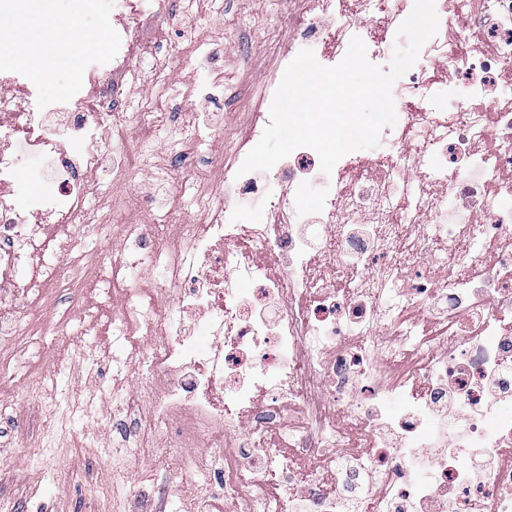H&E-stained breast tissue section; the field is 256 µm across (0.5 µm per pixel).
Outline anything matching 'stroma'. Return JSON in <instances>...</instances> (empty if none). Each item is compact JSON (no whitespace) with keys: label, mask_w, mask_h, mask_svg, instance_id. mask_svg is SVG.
Returning <instances> with one entry per match:
<instances>
[{"label":"stroma","mask_w":512,"mask_h":512,"mask_svg":"<svg viewBox=\"0 0 512 512\" xmlns=\"http://www.w3.org/2000/svg\"><path fill=\"white\" fill-rule=\"evenodd\" d=\"M292 0H192L186 11L163 15L157 0H138V26L144 41L167 49V92L154 84L151 58L135 59L133 75L125 76L131 92L123 99V121L130 136L140 134L138 110L143 97L165 96L181 114L177 121L156 117L149 143L135 160L121 189L122 203L111 221L110 236L90 230L85 249L98 259L91 275L89 308L94 317L80 322V305L64 297L45 312L48 320L74 317V335H46L16 357L20 371L38 368L49 374L48 390L28 386L5 388L15 420L7 448L0 449V512H127L122 491L113 487V468L126 483H143L146 512H194L196 494L208 493L205 481H192L180 468L182 448L171 446L172 426L152 428L147 448L124 456L117 448L118 431L111 400L92 398L99 387L132 393L147 407L144 389L116 357L123 351L112 331V259L124 250L123 221L150 223L157 242H164L167 224H189L197 210L184 185L215 187L210 156H233L250 150L245 118L257 109L256 85L270 83L277 54L287 51ZM51 9L72 18L78 41L108 30L116 0H53ZM65 64L41 76L35 86L40 98H64L75 81L83 53L64 46ZM221 85L238 91L235 110L221 109L209 88ZM192 127L186 148L203 159L194 170L176 167L172 144L181 126Z\"/></svg>","instance_id":"35a3bbf8"}]
</instances>
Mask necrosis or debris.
I'll return each instance as SVG.
<instances>
[{
    "instance_id": "1",
    "label": "necrosis or debris",
    "mask_w": 512,
    "mask_h": 512,
    "mask_svg": "<svg viewBox=\"0 0 512 512\" xmlns=\"http://www.w3.org/2000/svg\"><path fill=\"white\" fill-rule=\"evenodd\" d=\"M136 2L118 0L112 26L106 65L121 74L134 56L157 54L139 38ZM316 2L318 12L300 8L288 26L299 48L332 66L355 36L381 63L414 0ZM436 11V35L392 89L402 112L381 134L390 153L341 159L316 209L305 189L322 172L302 147L273 168L288 195L265 223L235 221V200L253 183L234 159L214 163L226 192L194 188L199 220L173 248L156 251L148 225L125 227L134 249L112 262L127 283L112 317L123 362L160 378L151 418L176 419L181 438L202 431L219 442L182 465L218 473L225 500L248 496L262 512H512V465L497 462L512 447V0H436ZM95 73L81 62L71 95L91 107L60 129L49 123L56 104L0 93V121L51 158L55 185L19 202V158L0 145L3 378L27 337L15 299L43 309L77 291L84 232L107 228L83 206L82 172L97 167L99 120L120 102ZM397 181L411 187L400 215ZM35 253L46 260L32 271ZM148 264L175 291V313L146 298ZM438 443L444 451L421 478L415 459ZM288 448L315 459L318 475H300ZM273 477L286 498H266Z\"/></svg>"
}]
</instances>
